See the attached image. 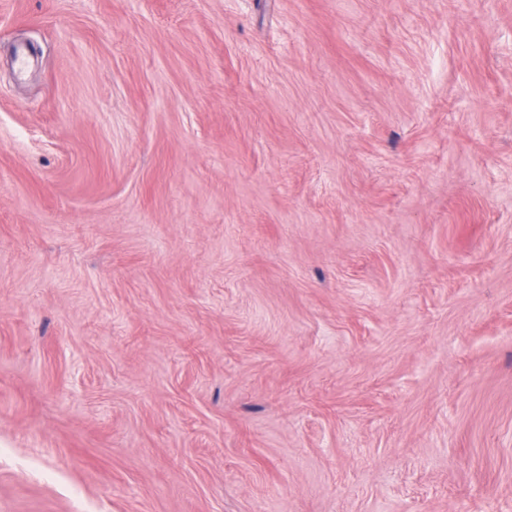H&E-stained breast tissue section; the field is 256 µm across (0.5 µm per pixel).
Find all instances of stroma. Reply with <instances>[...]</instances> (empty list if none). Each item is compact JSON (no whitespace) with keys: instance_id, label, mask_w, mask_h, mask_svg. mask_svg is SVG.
Masks as SVG:
<instances>
[{"instance_id":"1","label":"stroma","mask_w":512,"mask_h":512,"mask_svg":"<svg viewBox=\"0 0 512 512\" xmlns=\"http://www.w3.org/2000/svg\"><path fill=\"white\" fill-rule=\"evenodd\" d=\"M0 512H512V0H0Z\"/></svg>"}]
</instances>
